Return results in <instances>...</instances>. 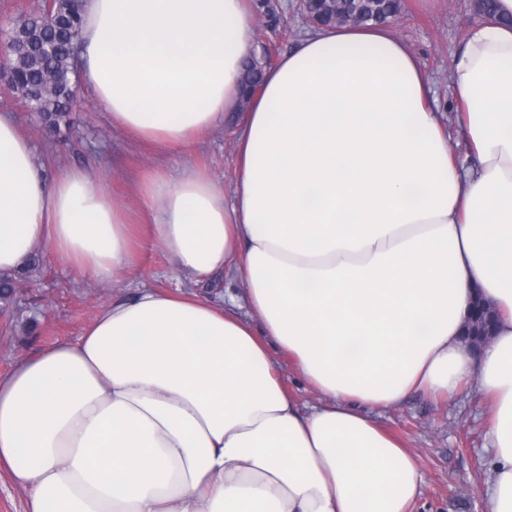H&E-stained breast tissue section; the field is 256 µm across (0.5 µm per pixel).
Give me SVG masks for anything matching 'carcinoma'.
<instances>
[{"instance_id": "obj_1", "label": "carcinoma", "mask_w": 512, "mask_h": 512, "mask_svg": "<svg viewBox=\"0 0 512 512\" xmlns=\"http://www.w3.org/2000/svg\"><path fill=\"white\" fill-rule=\"evenodd\" d=\"M83 0L41 3L19 15L0 39V79L39 112L48 130L60 131V122L72 112L79 64ZM336 23H377L400 11L399 0H333ZM263 64L252 59L245 65L243 90L253 93L262 79Z\"/></svg>"}]
</instances>
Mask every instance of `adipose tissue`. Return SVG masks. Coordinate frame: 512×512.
<instances>
[{
    "instance_id": "1",
    "label": "adipose tissue",
    "mask_w": 512,
    "mask_h": 512,
    "mask_svg": "<svg viewBox=\"0 0 512 512\" xmlns=\"http://www.w3.org/2000/svg\"><path fill=\"white\" fill-rule=\"evenodd\" d=\"M252 17V0H85L82 78L117 129L186 146L238 110ZM451 76L474 176L378 25L316 31L266 72L231 192L202 169L141 178L174 269L236 267L247 311L144 288L0 376V471L27 512H413L417 457L376 414L471 384L491 410L487 512H512V27L473 26ZM136 230L88 171L46 178L0 113V275L43 249L107 283ZM477 290L498 310L478 354L461 338ZM282 363L284 364L283 377L285 383L295 394L300 405L302 407H310L316 405L318 403L317 396L312 391H310V389L303 383L301 378L294 371H292L290 368L288 369V364L285 362V360Z\"/></svg>"
}]
</instances>
